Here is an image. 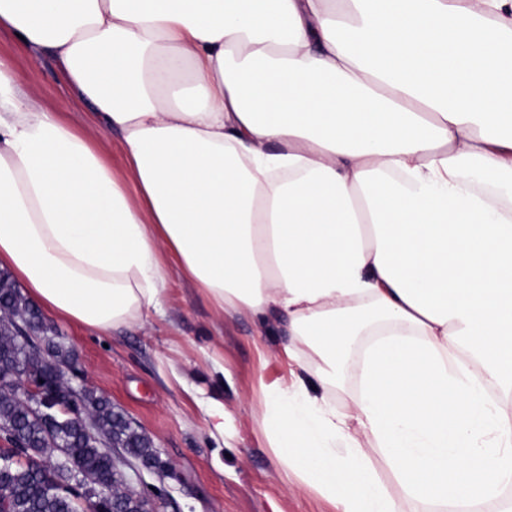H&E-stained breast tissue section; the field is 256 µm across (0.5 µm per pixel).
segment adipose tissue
<instances>
[{
  "label": "adipose tissue",
  "instance_id": "1",
  "mask_svg": "<svg viewBox=\"0 0 512 512\" xmlns=\"http://www.w3.org/2000/svg\"><path fill=\"white\" fill-rule=\"evenodd\" d=\"M0 26L128 167L0 67V267L33 301L106 334L174 274L286 321L321 392L271 385L259 423L306 487L512 512V0H0ZM359 374L355 380V373L352 367L343 370L340 377L336 380V386L330 392L334 393L336 405L342 408L344 404L349 403L351 398L358 391Z\"/></svg>",
  "mask_w": 512,
  "mask_h": 512
}]
</instances>
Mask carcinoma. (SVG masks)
Segmentation results:
<instances>
[{
    "label": "carcinoma",
    "instance_id": "1",
    "mask_svg": "<svg viewBox=\"0 0 512 512\" xmlns=\"http://www.w3.org/2000/svg\"><path fill=\"white\" fill-rule=\"evenodd\" d=\"M29 335L20 336L17 324ZM75 360L41 311L0 271V484L8 492L9 512H75L73 476L83 478V495L95 500L112 474V456L103 441L119 445L134 458L160 463L151 439L133 431L112 401L85 391L80 397L89 431L75 422L38 415L22 400L21 381L39 380Z\"/></svg>",
    "mask_w": 512,
    "mask_h": 512
}]
</instances>
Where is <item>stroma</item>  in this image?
<instances>
[{"instance_id": "obj_1", "label": "stroma", "mask_w": 512, "mask_h": 512, "mask_svg": "<svg viewBox=\"0 0 512 512\" xmlns=\"http://www.w3.org/2000/svg\"><path fill=\"white\" fill-rule=\"evenodd\" d=\"M0 64L39 92L42 108L93 135L89 106L73 95L57 61L31 53L0 29ZM77 355L74 386L108 396L148 435L173 476L143 472L137 491L159 512H331L324 497L298 490L277 465L255 415L261 384L288 377L280 323L248 315L217 320L189 281L170 277L162 312L99 334L57 321ZM224 406V436L207 430L211 402Z\"/></svg>"}]
</instances>
